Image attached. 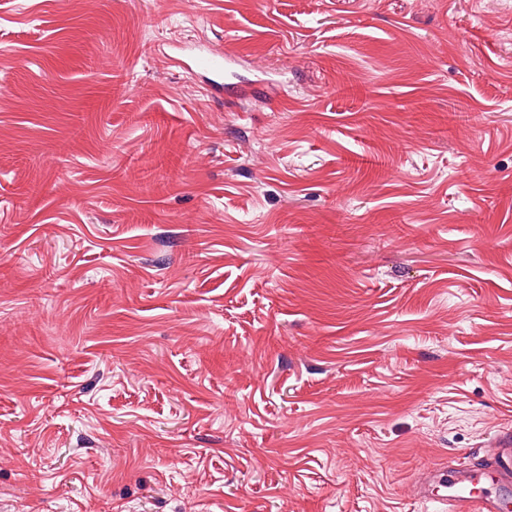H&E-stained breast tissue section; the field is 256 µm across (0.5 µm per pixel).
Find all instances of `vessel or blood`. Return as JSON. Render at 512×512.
<instances>
[{
  "instance_id": "b4317fda",
  "label": "vessel or blood",
  "mask_w": 512,
  "mask_h": 512,
  "mask_svg": "<svg viewBox=\"0 0 512 512\" xmlns=\"http://www.w3.org/2000/svg\"><path fill=\"white\" fill-rule=\"evenodd\" d=\"M229 53L207 48L189 57V67L209 77H221L230 61ZM427 483H436L443 492L438 502L448 512H502L501 489L512 484V433L497 435L482 463L476 468H440L429 474Z\"/></svg>"
}]
</instances>
